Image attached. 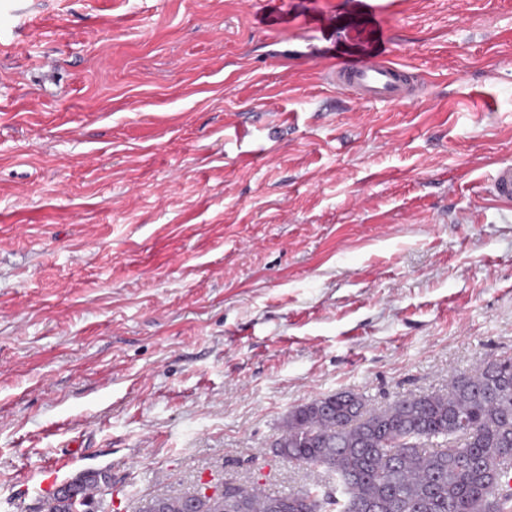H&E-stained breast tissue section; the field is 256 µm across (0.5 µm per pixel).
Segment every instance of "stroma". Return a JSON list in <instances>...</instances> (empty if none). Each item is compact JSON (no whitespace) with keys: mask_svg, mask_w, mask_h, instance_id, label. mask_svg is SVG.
Masks as SVG:
<instances>
[{"mask_svg":"<svg viewBox=\"0 0 512 512\" xmlns=\"http://www.w3.org/2000/svg\"><path fill=\"white\" fill-rule=\"evenodd\" d=\"M0 0V512L227 482L294 407L512 356V0ZM380 59L426 97L324 82ZM490 195L494 202L512 206V163L502 162L495 168L490 178ZM43 484L50 491H57L64 486L56 474V469L45 471ZM109 476L102 470H86L67 481L65 487L58 492L49 494L44 500V512H70L68 500L73 498L89 499L95 504V512H99L102 499L109 488ZM93 491V492H90Z\"/></svg>","mask_w":512,"mask_h":512,"instance_id":"obj_1","label":"stroma"}]
</instances>
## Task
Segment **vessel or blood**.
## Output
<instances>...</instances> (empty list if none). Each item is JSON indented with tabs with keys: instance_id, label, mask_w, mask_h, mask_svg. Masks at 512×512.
Returning <instances> with one entry per match:
<instances>
[{
	"instance_id": "obj_1",
	"label": "vessel or blood",
	"mask_w": 512,
	"mask_h": 512,
	"mask_svg": "<svg viewBox=\"0 0 512 512\" xmlns=\"http://www.w3.org/2000/svg\"><path fill=\"white\" fill-rule=\"evenodd\" d=\"M326 79L338 87L353 91L363 102L403 104L420 98L422 84L405 66L388 61H366L358 65L324 68ZM494 202L512 206V163H499L490 178Z\"/></svg>"
}]
</instances>
